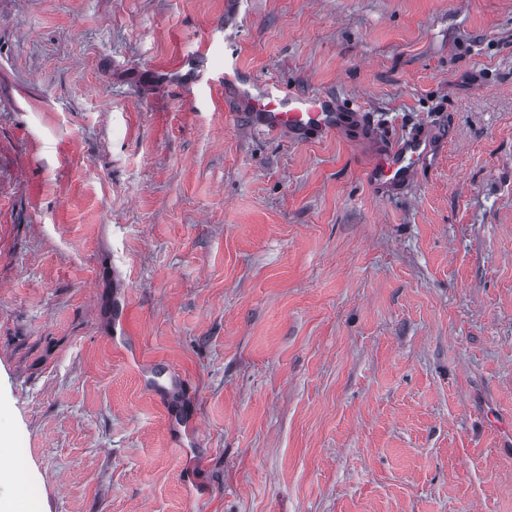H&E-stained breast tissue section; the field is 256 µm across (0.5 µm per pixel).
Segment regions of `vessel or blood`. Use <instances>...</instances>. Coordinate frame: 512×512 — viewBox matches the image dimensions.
I'll list each match as a JSON object with an SVG mask.
<instances>
[{
  "instance_id": "1",
  "label": "vessel or blood",
  "mask_w": 512,
  "mask_h": 512,
  "mask_svg": "<svg viewBox=\"0 0 512 512\" xmlns=\"http://www.w3.org/2000/svg\"><path fill=\"white\" fill-rule=\"evenodd\" d=\"M224 97L247 111L252 130L283 133L294 142H307L346 128L349 115L326 93L288 91L272 82L243 75L232 46L224 48ZM437 145L426 131L380 145L368 176L375 185L392 190L414 179L420 163L434 156Z\"/></svg>"
}]
</instances>
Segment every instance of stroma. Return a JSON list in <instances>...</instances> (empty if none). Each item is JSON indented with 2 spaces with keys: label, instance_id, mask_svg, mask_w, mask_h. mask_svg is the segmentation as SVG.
Segmentation results:
<instances>
[{
  "label": "stroma",
  "instance_id": "obj_1",
  "mask_svg": "<svg viewBox=\"0 0 512 512\" xmlns=\"http://www.w3.org/2000/svg\"><path fill=\"white\" fill-rule=\"evenodd\" d=\"M243 69L439 153L250 132ZM0 496L512 512V0H0ZM370 133L386 144H378L373 166L368 171L371 182L382 189H397L414 179L420 163L434 156L437 145L425 130L415 131L400 141H391L378 128Z\"/></svg>",
  "mask_w": 512,
  "mask_h": 512
}]
</instances>
